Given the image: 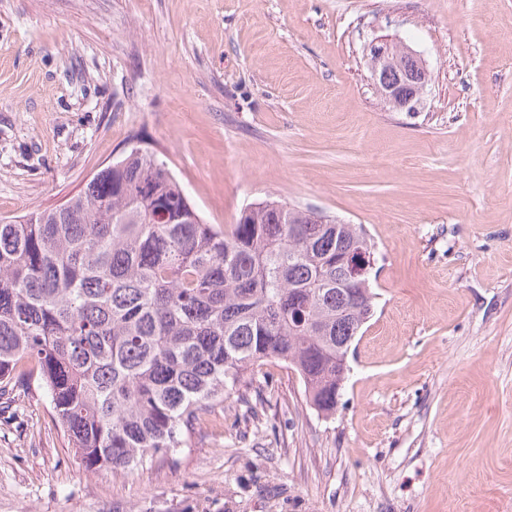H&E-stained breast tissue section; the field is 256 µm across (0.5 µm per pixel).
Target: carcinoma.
<instances>
[{
    "label": "carcinoma",
    "mask_w": 512,
    "mask_h": 512,
    "mask_svg": "<svg viewBox=\"0 0 512 512\" xmlns=\"http://www.w3.org/2000/svg\"><path fill=\"white\" fill-rule=\"evenodd\" d=\"M165 163L133 147L59 209L0 224V397L30 365L85 470L126 472L188 445L267 362L336 413V360L374 314L361 224L309 223L278 200L207 224Z\"/></svg>",
    "instance_id": "carcinoma-1"
}]
</instances>
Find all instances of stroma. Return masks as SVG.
<instances>
[{
	"label": "stroma",
	"mask_w": 512,
	"mask_h": 512,
	"mask_svg": "<svg viewBox=\"0 0 512 512\" xmlns=\"http://www.w3.org/2000/svg\"><path fill=\"white\" fill-rule=\"evenodd\" d=\"M378 37L425 59L419 112L379 97ZM135 145L206 223L272 198L364 225L380 299L334 415L270 362L125 474L16 380L0 512H512V0H0V221Z\"/></svg>",
	"instance_id": "1"
}]
</instances>
